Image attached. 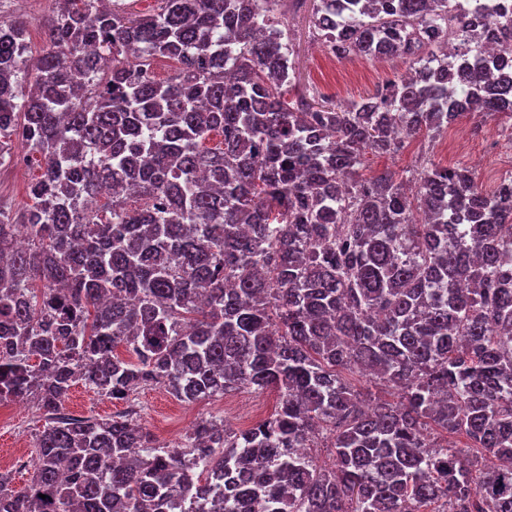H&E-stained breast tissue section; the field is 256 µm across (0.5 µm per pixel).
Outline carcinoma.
I'll list each match as a JSON object with an SVG mask.
<instances>
[{"label": "carcinoma", "instance_id": "1", "mask_svg": "<svg viewBox=\"0 0 512 512\" xmlns=\"http://www.w3.org/2000/svg\"><path fill=\"white\" fill-rule=\"evenodd\" d=\"M59 2L33 74L27 26L0 23V164L15 140L41 158L33 204H0V402L46 415L0 512H172L218 471L198 512H512V174L488 192L431 161L360 173L403 130L512 120L469 18L313 0L336 57L407 66L336 103L301 86L282 0ZM489 31L512 49V24ZM79 381L278 405L169 448L131 409L65 413ZM228 396L237 398L239 410L250 406H259L264 411V419L271 416L278 402L277 393L270 390L254 392L253 390L245 389L232 392Z\"/></svg>", "mask_w": 512, "mask_h": 512}]
</instances>
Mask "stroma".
<instances>
[{"mask_svg":"<svg viewBox=\"0 0 512 512\" xmlns=\"http://www.w3.org/2000/svg\"><path fill=\"white\" fill-rule=\"evenodd\" d=\"M53 9V0H29L26 8L9 5L5 11L7 20L26 24L32 48L38 51L46 39L41 21ZM310 15L311 11L307 8L288 15L289 36L304 84L342 103L373 93L387 78L403 71V64L396 59H384L376 65L363 63L355 67L340 59L332 60L322 41L312 33ZM448 133L455 139L467 141V150L462 153L447 151L443 149L441 139L420 137L412 140L396 156H367L362 172L370 176L388 168L400 171L413 167L424 157L445 166L473 167L477 183L486 188L496 185L504 173L512 171V161L495 155L478 167L473 166L471 161L472 156L483 152L486 142L494 140L502 145L512 142V129L504 126L501 120L465 116L450 124ZM25 155L23 148H15L11 160L0 164V199L6 200L17 211L24 210L30 203L27 185L35 174L34 169L25 163ZM133 407L139 422L163 446L179 443L203 417L221 416L234 430L243 428L238 414L225 411L224 401L220 398L187 404L159 387L148 386L136 395ZM124 409V404L112 402L81 383L72 387L65 403L66 413L77 417H104ZM44 424L42 410L33 403H0V438H7L12 444L11 452L0 457V472L9 475L10 488H23L24 476L31 474L32 469L24 456V450L34 445L36 435Z\"/></svg>","mask_w":512,"mask_h":512,"instance_id":"obj_1","label":"stroma"}]
</instances>
